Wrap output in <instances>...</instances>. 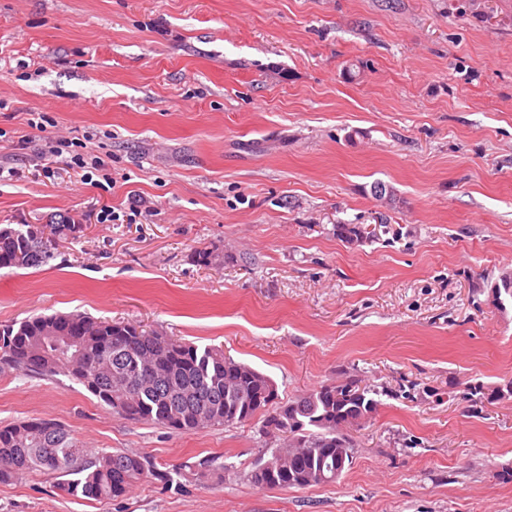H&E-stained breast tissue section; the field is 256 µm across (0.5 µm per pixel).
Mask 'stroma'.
<instances>
[{
    "instance_id": "stroma-1",
    "label": "stroma",
    "mask_w": 512,
    "mask_h": 512,
    "mask_svg": "<svg viewBox=\"0 0 512 512\" xmlns=\"http://www.w3.org/2000/svg\"><path fill=\"white\" fill-rule=\"evenodd\" d=\"M59 135L109 179L44 157ZM0 167V224L78 228L0 270V324L81 313L217 345L284 403L380 393L336 482L258 489L242 467L280 445L263 416L179 433L0 371V426L230 467L109 501L29 474L0 512H512V396H468L512 381V0H0ZM379 212L388 233L337 235Z\"/></svg>"
}]
</instances>
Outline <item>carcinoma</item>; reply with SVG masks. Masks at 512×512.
I'll list each match as a JSON object with an SVG mask.
<instances>
[{"label":"carcinoma","instance_id":"carcinoma-1","mask_svg":"<svg viewBox=\"0 0 512 512\" xmlns=\"http://www.w3.org/2000/svg\"><path fill=\"white\" fill-rule=\"evenodd\" d=\"M348 242L364 238L357 224H338ZM43 233L0 228V269H26L51 257ZM63 375L101 405L131 420L150 421L180 433L244 425L272 411L266 426L284 437L251 463L248 482L260 489L277 479L283 488L321 485L325 480L274 476L269 467L296 465L319 472L334 464L336 439L374 413L379 391L349 379L324 385L282 405L269 398L277 387L267 374L238 362L217 346L200 348L135 324L94 320L81 314L40 315L0 325V369ZM210 464L185 462L167 470L128 450L90 451L60 423L27 419L0 427V482L40 472L54 476L68 495L95 501L124 496L151 476L163 485L209 476Z\"/></svg>","mask_w":512,"mask_h":512}]
</instances>
